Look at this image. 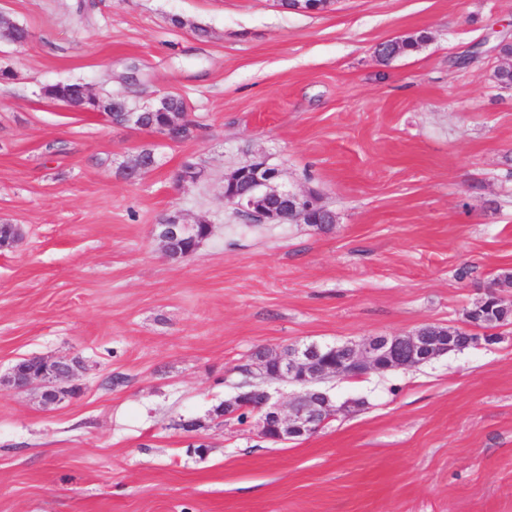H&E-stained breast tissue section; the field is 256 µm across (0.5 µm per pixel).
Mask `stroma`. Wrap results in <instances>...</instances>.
I'll return each mask as SVG.
<instances>
[{
	"mask_svg": "<svg viewBox=\"0 0 512 512\" xmlns=\"http://www.w3.org/2000/svg\"><path fill=\"white\" fill-rule=\"evenodd\" d=\"M0 377L74 360L44 406L0 385V512H512V321L465 317L512 272V0H0ZM425 35L385 60L378 44ZM183 97L170 142L47 97ZM154 167L124 169L141 151ZM264 160L333 224H257L224 176ZM202 172L176 184L184 161ZM205 219L165 256L170 211ZM425 325L478 343L323 383L339 410L274 443L224 419L261 351ZM79 83H58L45 88V95L74 109L79 104ZM198 228V236L192 237L194 230ZM157 238L169 258L183 259L194 255L200 242L210 233V224L200 220L194 223L187 222L179 211L167 215L160 224L155 225ZM185 244H190L183 248ZM176 245L180 248L176 253L173 252Z\"/></svg>",
	"mask_w": 512,
	"mask_h": 512,
	"instance_id": "obj_1",
	"label": "stroma"
}]
</instances>
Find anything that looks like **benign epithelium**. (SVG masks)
I'll use <instances>...</instances> for the list:
<instances>
[{"mask_svg":"<svg viewBox=\"0 0 512 512\" xmlns=\"http://www.w3.org/2000/svg\"><path fill=\"white\" fill-rule=\"evenodd\" d=\"M92 110H107L112 122L143 127L142 114L127 101L104 106L103 101L88 88H83ZM188 120L183 112L165 113L162 123L150 127L168 141H176L178 132ZM201 177L196 164L185 161L176 170L178 184L195 183ZM278 171L263 161L249 163L224 175V201L235 212L256 223L288 224L307 221L315 223L325 209L308 194L276 184ZM157 238L166 255L183 259L194 255L200 242L210 233V225L200 220L187 222L175 211L155 225ZM450 338L431 326H424L406 336H375L359 347L309 343L292 345L280 352H270L246 368L259 383H246V389L224 401V418L232 419L247 410L262 412L257 422L261 438L286 442L291 438L316 433L336 415V405L324 391L313 385L332 378L359 377L370 371L384 372L397 368L412 369L448 353ZM78 362L71 360H32L23 381L15 382L10 374L0 381L13 390H23L34 382L42 388L44 405L57 404L62 397L78 390L74 384L61 388L58 383L76 377ZM266 380H278L301 387L289 402V410L273 399L262 385Z\"/></svg>","mask_w":512,"mask_h":512,"instance_id":"benign-epithelium-1","label":"benign epithelium"}]
</instances>
